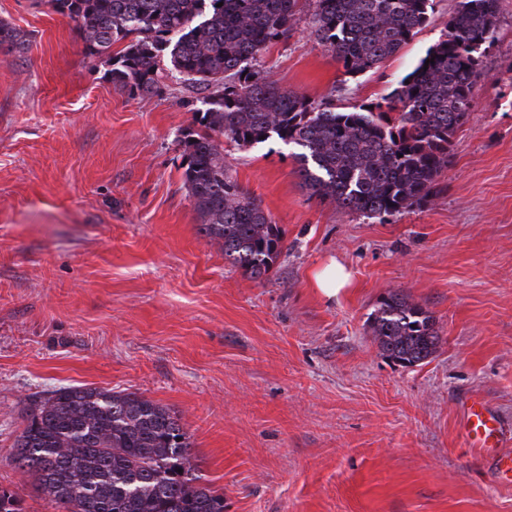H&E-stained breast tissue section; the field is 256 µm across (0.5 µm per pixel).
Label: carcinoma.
<instances>
[{"label":"carcinoma","mask_w":512,"mask_h":512,"mask_svg":"<svg viewBox=\"0 0 512 512\" xmlns=\"http://www.w3.org/2000/svg\"><path fill=\"white\" fill-rule=\"evenodd\" d=\"M44 3L80 18L87 54L106 57L112 82L130 94L159 90L166 56L184 85L213 88L197 112L200 129L181 140L183 184L203 235L255 280L279 258L282 232L234 176L224 141L297 146L296 173L309 195L368 218L424 204L440 192L500 16V0H460L445 37L384 103L338 111L256 67L294 32L299 0ZM315 4L316 38L354 77L397 55L426 26L433 0ZM371 327L382 353L405 366L427 360L439 341L434 317L398 292L380 299ZM189 448L176 413L141 395L60 387L32 400L11 457L57 512H224V494L202 483ZM0 512H26L24 489L0 487Z\"/></svg>","instance_id":"obj_1"}]
</instances>
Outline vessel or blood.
<instances>
[{
    "label": "vessel or blood",
    "mask_w": 512,
    "mask_h": 512,
    "mask_svg": "<svg viewBox=\"0 0 512 512\" xmlns=\"http://www.w3.org/2000/svg\"><path fill=\"white\" fill-rule=\"evenodd\" d=\"M462 430L471 447L488 455L500 479L512 476V456L500 451L504 439L503 425L483 399L471 398L463 417Z\"/></svg>",
    "instance_id": "vessel-or-blood-1"
}]
</instances>
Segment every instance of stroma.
<instances>
[{
	"mask_svg": "<svg viewBox=\"0 0 512 512\" xmlns=\"http://www.w3.org/2000/svg\"><path fill=\"white\" fill-rule=\"evenodd\" d=\"M458 5L434 0L398 55L349 80L303 0L260 66L315 102H375ZM0 21L23 43L0 50V486L24 484L10 451L31 400L84 385L175 412L224 512H512L461 433L472 396L512 430V0L432 201L368 219L310 197L293 146L225 144L283 233L262 280L200 234L183 186L199 91L168 75L130 96L42 0H0ZM332 258L352 283L329 299L313 274ZM391 291L436 319L422 364L370 330Z\"/></svg>",
	"mask_w": 512,
	"mask_h": 512,
	"instance_id": "stroma-1",
	"label": "stroma"
}]
</instances>
